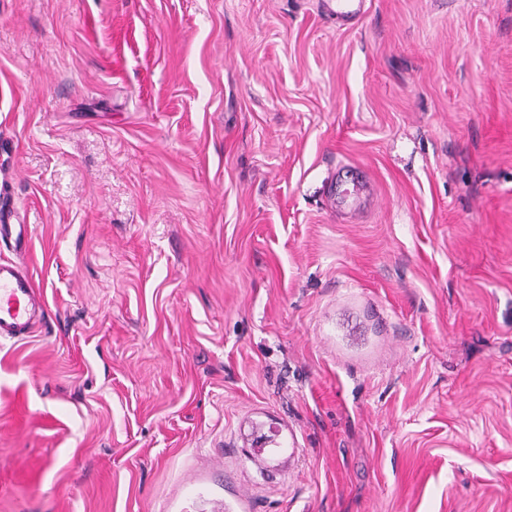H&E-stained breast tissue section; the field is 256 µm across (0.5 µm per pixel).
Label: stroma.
<instances>
[{"instance_id": "35a3bbf8", "label": "stroma", "mask_w": 512, "mask_h": 512, "mask_svg": "<svg viewBox=\"0 0 512 512\" xmlns=\"http://www.w3.org/2000/svg\"><path fill=\"white\" fill-rule=\"evenodd\" d=\"M0 512H512V0H0ZM11 212H5L0 207V245H13L18 248L19 245L29 242L32 237L29 224H13ZM46 309L45 296L26 267L0 260V342L30 336Z\"/></svg>"}]
</instances>
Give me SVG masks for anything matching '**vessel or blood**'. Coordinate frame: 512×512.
Wrapping results in <instances>:
<instances>
[{"label": "vessel or blood", "mask_w": 512, "mask_h": 512, "mask_svg": "<svg viewBox=\"0 0 512 512\" xmlns=\"http://www.w3.org/2000/svg\"><path fill=\"white\" fill-rule=\"evenodd\" d=\"M31 229L16 224L0 208V244L18 246L30 241ZM46 299L26 267L0 260V342L31 335L46 313Z\"/></svg>", "instance_id": "vessel-or-blood-1"}]
</instances>
